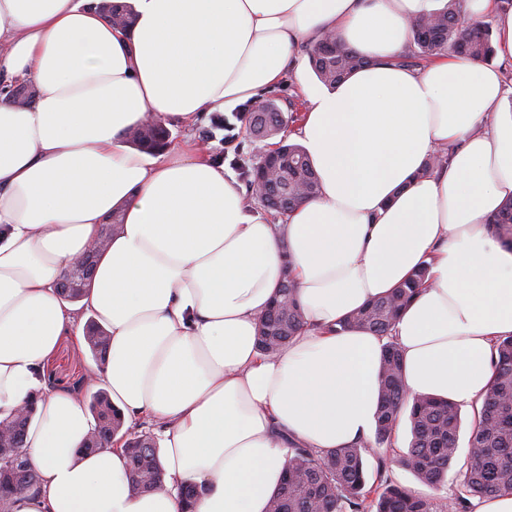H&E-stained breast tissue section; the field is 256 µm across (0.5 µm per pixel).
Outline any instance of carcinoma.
<instances>
[{
  "label": "carcinoma",
  "mask_w": 512,
  "mask_h": 512,
  "mask_svg": "<svg viewBox=\"0 0 512 512\" xmlns=\"http://www.w3.org/2000/svg\"><path fill=\"white\" fill-rule=\"evenodd\" d=\"M460 0H447L445 7L412 24L414 48L398 56L394 64L420 68L442 52L457 57L488 62L495 56L492 26L468 22L459 11ZM86 7L129 29L135 14L129 6L113 0H90ZM317 79L333 87L352 71L367 64L333 34L324 35L306 49ZM284 112L275 99H268L264 111L249 112L247 141L233 148L231 165L245 186V197L258 202L267 212L285 214L303 200L315 198L320 182L306 150L290 142L287 135L302 121L300 105L288 100ZM132 144L150 152H160L170 144V130L160 124H144L131 135ZM228 151L213 157L224 161ZM503 248L512 251V199L488 224ZM427 266L417 268L391 294L360 309L342 327L365 329L387 339L381 355L380 400L373 440L358 447L293 448L285 476L273 496L268 512H436L431 498L384 479L385 460L377 458L376 476L369 481L366 456L370 449L391 444L404 412H409L412 440L398 462L422 483L439 488L459 452L461 417L457 405L429 395L408 399L403 383L402 356L392 328L402 310L418 293L427 276ZM304 326L294 283L286 278L275 301L263 318L256 345L264 355L287 349L293 336ZM85 342L99 361L105 359L109 339L95 320L86 325ZM492 360L493 384L481 408L473 409L467 440L466 470L461 491L452 501L453 512H469L470 498L492 497L512 492V335L498 339ZM89 411L95 420L93 431L83 445L90 454L113 439L128 460V476L134 489L150 493L163 488L164 471L157 457V440L137 425L124 426L123 416L112 406L108 392L92 394ZM31 413L9 420L10 435L0 442V456L14 457L26 452L23 444ZM37 471L24 467L0 469V495L23 487L36 492Z\"/></svg>",
  "instance_id": "1"
}]
</instances>
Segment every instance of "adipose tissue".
<instances>
[{
    "label": "adipose tissue",
    "instance_id": "1",
    "mask_svg": "<svg viewBox=\"0 0 512 512\" xmlns=\"http://www.w3.org/2000/svg\"><path fill=\"white\" fill-rule=\"evenodd\" d=\"M131 2L125 31L75 0H0V421L33 406L24 445L40 479L14 512H267L291 447L372 438L383 341L337 325L422 265L393 329L405 388L480 407L493 345L512 335V252L487 228L512 199V112L484 62L393 64L445 0ZM462 9L492 17L512 59V8ZM328 33L369 64L309 95L294 138L321 192L286 217L254 215L196 137L155 155L130 144L146 120L190 127L254 99ZM17 83L32 103L9 97ZM441 147L447 162L422 175ZM116 212L85 296L62 299ZM286 271L306 327L267 357L257 325ZM89 317L109 336L91 374L126 423L161 428V490L134 491L120 451L81 454L90 412L40 380ZM185 484L202 489L189 507Z\"/></svg>",
    "mask_w": 512,
    "mask_h": 512
}]
</instances>
